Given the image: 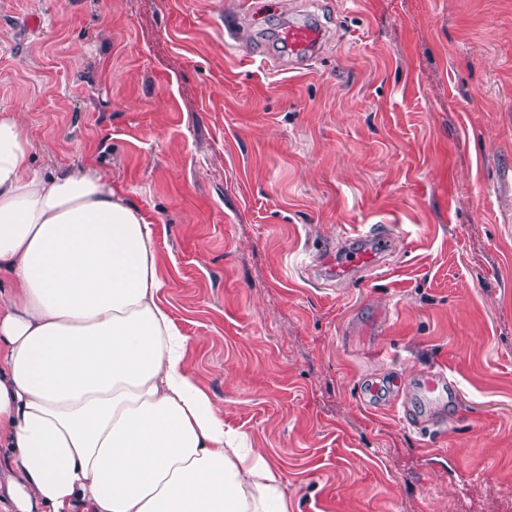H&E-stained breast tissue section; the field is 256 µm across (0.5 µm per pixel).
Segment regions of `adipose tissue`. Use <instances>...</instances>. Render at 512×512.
I'll list each match as a JSON object with an SVG mask.
<instances>
[{
  "mask_svg": "<svg viewBox=\"0 0 512 512\" xmlns=\"http://www.w3.org/2000/svg\"><path fill=\"white\" fill-rule=\"evenodd\" d=\"M151 217L100 169L43 173L0 113V506L288 512L186 365Z\"/></svg>",
  "mask_w": 512,
  "mask_h": 512,
  "instance_id": "adipose-tissue-1",
  "label": "adipose tissue"
}]
</instances>
